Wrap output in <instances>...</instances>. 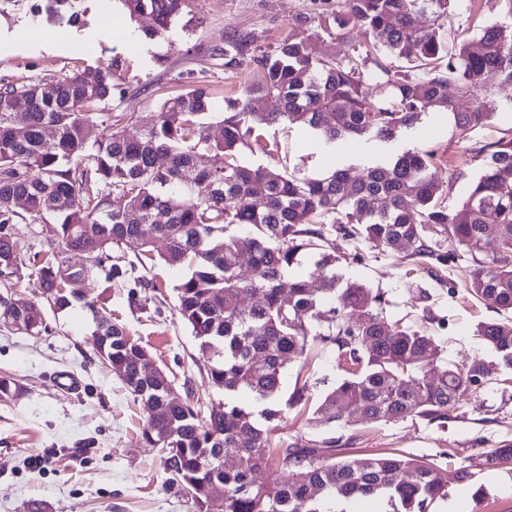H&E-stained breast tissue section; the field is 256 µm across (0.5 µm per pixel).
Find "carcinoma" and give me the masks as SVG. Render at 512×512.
Instances as JSON below:
<instances>
[{
  "mask_svg": "<svg viewBox=\"0 0 512 512\" xmlns=\"http://www.w3.org/2000/svg\"><path fill=\"white\" fill-rule=\"evenodd\" d=\"M43 2L31 7L34 14L74 26L87 0ZM185 2L112 0L131 19L151 16L155 27L144 31L150 38L181 18ZM447 5L341 0L333 21L306 17L303 32L272 51L253 38L228 40L224 66L246 61L255 80L227 100L214 123L204 122L210 97L197 87L164 99L152 127L129 135L112 114L96 111L112 98L117 63L67 75L49 94L39 83L0 87V278L36 283L53 311L81 302L91 311L99 360L147 407L142 440L161 450L165 470L195 512H336L338 503L367 497L386 499L392 512H428L447 496L435 458L338 456L331 445L290 448L272 425L279 411H258L238 399L247 391L257 402L276 401L286 366L305 357L312 343L336 351L349 366V377L314 410L319 426L341 423L356 410L367 423L419 416L443 424L448 408L490 375L481 359L449 365L435 336L381 317L382 296L365 285L340 287L332 273L318 294L288 271L336 233L381 251L409 248V257L441 266L461 251L473 260L471 295L512 313V137L466 148L483 157V167L452 209L443 205L448 180L439 176L435 155L422 149L356 175L350 168L287 175L241 161L275 125L310 129L327 143L365 135L390 141L431 107L446 111L464 139L495 110L492 99L475 95L484 75L494 72L512 84V28L488 26L478 50L463 45L450 53L437 30L419 24L423 13ZM332 22L383 49L374 65L388 97L367 96L353 60L316 50L314 42ZM394 59L425 75L395 69ZM450 83L473 98L470 109L461 111L448 98ZM254 96L270 109L255 111ZM91 122L110 130L93 145L85 135ZM48 126L55 132L50 141L43 136ZM160 155L168 159L164 167L156 165ZM174 192L184 203L171 211ZM160 215L166 220L158 221ZM22 223L41 226L40 250L30 259L11 252ZM158 239L165 242L159 261L187 269L175 287L176 312L199 343L204 382L224 392V400L208 408L194 402L188 382L179 385L172 376L164 385L147 374L154 361L147 346L80 295L82 283L100 271L122 288L149 285L138 267L154 261ZM114 247L130 250L133 259L109 263ZM73 251L91 253L94 265L73 268ZM244 251L247 277L239 271ZM241 296L251 305H239ZM347 310L352 317L344 316ZM477 336L512 370V318L479 324ZM486 461L512 476V447L494 449ZM268 466L291 472V479L257 482L255 474ZM215 484L224 486L218 504L210 497Z\"/></svg>",
  "mask_w": 512,
  "mask_h": 512,
  "instance_id": "1",
  "label": "carcinoma"
}]
</instances>
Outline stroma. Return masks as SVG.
Wrapping results in <instances>:
<instances>
[{
    "mask_svg": "<svg viewBox=\"0 0 512 512\" xmlns=\"http://www.w3.org/2000/svg\"><path fill=\"white\" fill-rule=\"evenodd\" d=\"M336 0H187L184 15L162 35L145 45L128 42L122 29L152 27L150 16L129 21L112 11L107 0H89L87 11L66 47H58V27L33 16L27 5L0 0V32L11 43L0 45V85L34 82L45 86L76 71L119 61L116 89L105 111L133 121V132L151 127L160 102L196 86L206 87L212 109L208 121L218 120L225 99L239 95L255 74L243 67L228 71L217 52L227 39L254 37L273 50L305 17H333ZM111 17L112 32L92 47L83 32ZM424 28H438L449 44L477 46L490 25L512 26V0H451L447 13L426 14ZM485 88L496 102L489 121L469 134L473 143L488 144L512 135V85L487 74ZM265 137L278 150L246 153L245 163L281 170L299 167L318 175L332 165L362 168L419 148L447 163L454 187L446 206L467 193L480 174L482 161L465 151L453 135L446 114L428 111L416 128L382 142L370 137L335 145V161L315 145L312 131L292 125L267 128ZM326 252L336 257L333 270L341 282H358L381 292L387 320H400L437 336L450 363L475 358L492 361L491 350L475 335L478 323L499 319L490 304L475 301L465 286L470 257L445 267L417 265L405 251L387 253L363 240L329 237ZM152 275L162 288L126 289L107 286L104 279L86 280L88 301L118 317L131 336L147 344L167 373L196 383L195 397L204 406L221 400V393L201 384L204 360L198 342L179 319L174 287L183 269L158 266ZM49 326L33 337L0 329V377L12 378L20 396L0 400V512H194L193 505L164 472L158 449L145 447L140 428L147 418L120 380L94 353L92 315L82 307L62 312L43 310ZM66 374L79 383L77 391L59 388L54 379ZM347 376V367L334 352L312 348L307 360L290 363L284 371L276 403L278 435L293 448H318L335 442L342 452H384L391 449L413 457L452 454L455 463L469 466L472 475L457 480L446 470L447 497L431 512H512V478L486 465L494 448L512 446V371H493L480 388L450 407L439 424L413 416L399 422L364 423L352 417L345 424L318 427L311 408ZM306 386L309 408L288 406L296 387ZM50 453L44 468L30 466L31 457Z\"/></svg>",
    "mask_w": 512,
    "mask_h": 512,
    "instance_id": "stroma-1",
    "label": "stroma"
}]
</instances>
